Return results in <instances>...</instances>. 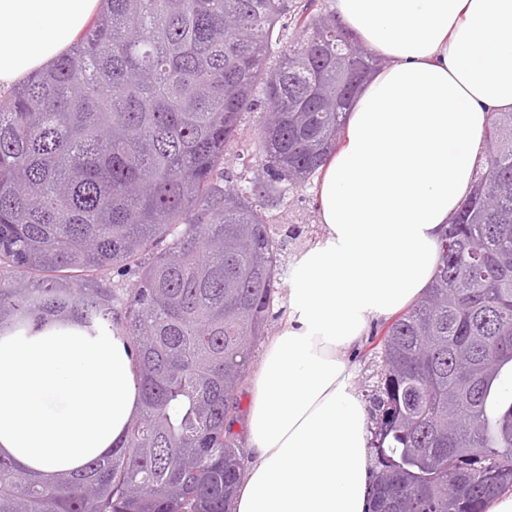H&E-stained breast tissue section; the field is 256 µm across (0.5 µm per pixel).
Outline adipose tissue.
<instances>
[{
  "label": "adipose tissue",
  "mask_w": 512,
  "mask_h": 512,
  "mask_svg": "<svg viewBox=\"0 0 512 512\" xmlns=\"http://www.w3.org/2000/svg\"><path fill=\"white\" fill-rule=\"evenodd\" d=\"M99 0H0V90L62 56ZM382 57L315 183L320 226L248 381L233 512H371V338L420 299L492 113L512 110V0H335ZM142 408L126 338L0 336V453L51 479L109 455Z\"/></svg>",
  "instance_id": "1"
}]
</instances>
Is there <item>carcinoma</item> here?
Returning a JSON list of instances; mask_svg holds the SVG:
<instances>
[{
  "label": "carcinoma",
  "mask_w": 512,
  "mask_h": 512,
  "mask_svg": "<svg viewBox=\"0 0 512 512\" xmlns=\"http://www.w3.org/2000/svg\"><path fill=\"white\" fill-rule=\"evenodd\" d=\"M380 64L321 0H106L0 101V336H124L143 397L111 455L51 484L0 455V512H229L226 423L296 228L271 210ZM485 140L430 287L379 342L374 512H485L512 487V112Z\"/></svg>",
  "instance_id": "carcinoma-1"
}]
</instances>
